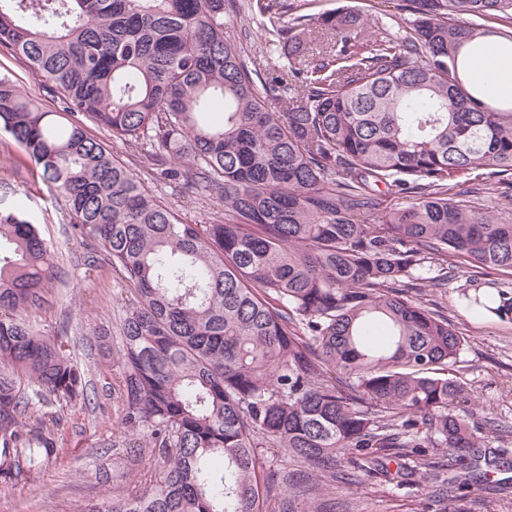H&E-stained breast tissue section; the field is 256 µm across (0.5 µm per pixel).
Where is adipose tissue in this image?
<instances>
[{"instance_id":"1","label":"adipose tissue","mask_w":512,"mask_h":512,"mask_svg":"<svg viewBox=\"0 0 512 512\" xmlns=\"http://www.w3.org/2000/svg\"><path fill=\"white\" fill-rule=\"evenodd\" d=\"M459 76L484 102L501 110L512 108V41L489 33L463 46Z\"/></svg>"}]
</instances>
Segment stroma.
I'll return each instance as SVG.
<instances>
[{
    "instance_id": "obj_1",
    "label": "stroma",
    "mask_w": 512,
    "mask_h": 512,
    "mask_svg": "<svg viewBox=\"0 0 512 512\" xmlns=\"http://www.w3.org/2000/svg\"><path fill=\"white\" fill-rule=\"evenodd\" d=\"M239 16L226 23L224 36L242 47L250 64L260 71L272 69L280 58L268 45L263 28L267 18L247 10V0H237ZM0 73L11 77L44 110L62 114L56 92L34 78L23 59L0 50ZM8 183L0 206L37 224L41 236L53 245L61 268V280L48 291V302L29 313V320L45 335L62 340L74 361L85 372L88 400L76 407L48 405L47 414L61 415L59 440L64 448L58 459L43 466L32 482L0 485V512H83L100 503L149 485L155 479L151 454L136 455L124 445L114 444L113 426L121 412L122 368L117 350L120 338L114 333L126 292L112 268L86 269L84 247L68 230L61 205L33 176V166L16 149L0 147V182ZM155 196L198 224L224 217L217 197L195 199L176 184L146 180ZM471 271L461 263L447 287L434 289L433 301L457 325L467 344L454 373L466 399L455 411L469 421L483 423L493 417L506 422L508 431L490 439L489 445L512 458V322L471 317L458 294ZM107 329L105 345L93 344L94 331ZM439 482L434 476L415 477L397 483L384 476L370 478L365 485L336 488L329 494L306 490L294 497L292 512H443L438 498Z\"/></svg>"
}]
</instances>
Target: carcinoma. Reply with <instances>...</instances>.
Instances as JSON below:
<instances>
[{"mask_svg": "<svg viewBox=\"0 0 512 512\" xmlns=\"http://www.w3.org/2000/svg\"><path fill=\"white\" fill-rule=\"evenodd\" d=\"M283 59L266 75L224 38L235 0H0V48L61 95L65 125L0 74V143L25 154L73 237L127 290L118 326L119 437L162 461L153 483L85 512H262L305 477L322 491L378 474L409 480L446 450L440 495L512 462L453 413L465 338L429 307L448 259L512 270V210L457 200L462 175L512 174V110L473 96L460 48L512 23V0H400L402 36L363 35L347 7L251 0ZM291 21L281 20L288 11ZM327 38L313 52L308 44ZM147 146L151 178L224 200L191 224L84 121ZM407 195L382 208L380 186ZM0 483L25 484L63 452L52 397L87 399L84 371L27 318L54 275L36 225L0 209ZM471 315L512 320V295L460 289ZM26 375L39 389L22 391ZM272 443L306 472L267 471ZM349 460L354 472L340 469ZM400 461L396 471L388 461Z\"/></svg>", "mask_w": 512, "mask_h": 512, "instance_id": "carcinoma-1", "label": "carcinoma"}]
</instances>
